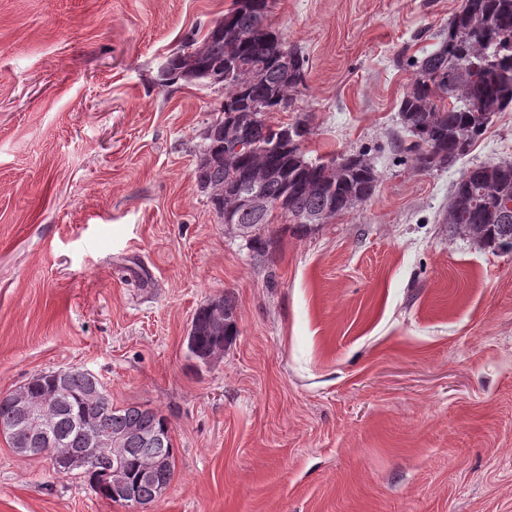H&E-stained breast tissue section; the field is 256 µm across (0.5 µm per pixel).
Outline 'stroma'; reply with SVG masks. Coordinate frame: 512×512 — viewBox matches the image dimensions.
<instances>
[{"label":"stroma","mask_w":512,"mask_h":512,"mask_svg":"<svg viewBox=\"0 0 512 512\" xmlns=\"http://www.w3.org/2000/svg\"><path fill=\"white\" fill-rule=\"evenodd\" d=\"M232 0H0V392L94 372L164 414L174 477L147 512H512V251L445 222L471 165L512 161V112L417 173L398 105L461 0H272L306 60L274 123L308 159L364 153L371 200L259 259L194 182L221 91L160 86ZM239 333L187 356L200 305ZM0 512H126L0 436Z\"/></svg>","instance_id":"1"}]
</instances>
